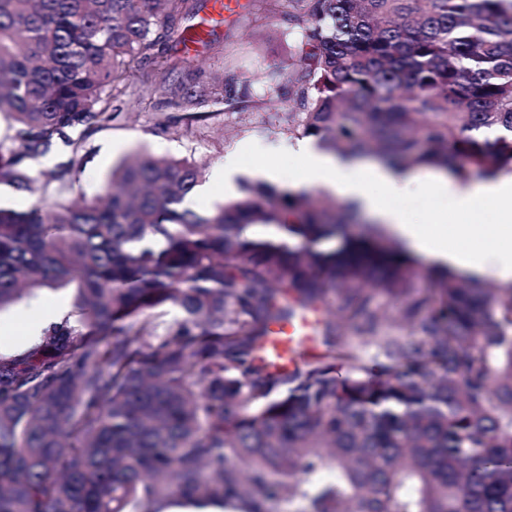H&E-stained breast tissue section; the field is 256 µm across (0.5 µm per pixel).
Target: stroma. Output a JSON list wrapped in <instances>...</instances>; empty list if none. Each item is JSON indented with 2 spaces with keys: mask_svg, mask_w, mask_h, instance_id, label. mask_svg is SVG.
Returning <instances> with one entry per match:
<instances>
[{
  "mask_svg": "<svg viewBox=\"0 0 512 512\" xmlns=\"http://www.w3.org/2000/svg\"><path fill=\"white\" fill-rule=\"evenodd\" d=\"M279 0H247L237 17L217 22L205 43L193 56L184 55L180 33L164 43L165 54L181 58V79L188 84L221 82L228 66H235L237 90L246 96L245 107L229 112L223 100L214 98L201 119L186 122L183 111L169 106L157 93L119 96L112 102L114 118L107 126L87 131L83 152L86 163L74 184L75 192L93 195L103 177L120 158L132 154L194 155L205 168L209 197L205 207L225 201L223 184L214 170L227 156L241 167H269L281 178L293 179L301 167L289 153L285 131L293 109L287 90H274L272 72L298 63L303 41L279 16ZM59 296L47 293L0 313V343L21 341L28 323L47 312Z\"/></svg>",
  "mask_w": 512,
  "mask_h": 512,
  "instance_id": "1",
  "label": "stroma"
}]
</instances>
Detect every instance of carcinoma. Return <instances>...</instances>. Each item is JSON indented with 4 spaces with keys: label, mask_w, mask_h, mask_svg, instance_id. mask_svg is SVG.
Instances as JSON below:
<instances>
[{
    "label": "carcinoma",
    "mask_w": 512,
    "mask_h": 512,
    "mask_svg": "<svg viewBox=\"0 0 512 512\" xmlns=\"http://www.w3.org/2000/svg\"><path fill=\"white\" fill-rule=\"evenodd\" d=\"M286 2L307 46L280 73L288 137L460 180L512 172V0ZM194 10L0 0V186L35 197L0 204V313L44 290L72 306L0 351V512H512V287L348 232L353 205L327 193L257 180L185 209L191 157L122 159L68 200L69 133L112 122L133 64L200 118L213 87L160 56ZM59 141L41 182L31 162ZM310 309L325 352L274 371L269 327ZM382 319L408 335H376Z\"/></svg>",
    "instance_id": "carcinoma-1"
}]
</instances>
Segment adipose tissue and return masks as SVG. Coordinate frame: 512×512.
<instances>
[{"label":"adipose tissue","instance_id":"1","mask_svg":"<svg viewBox=\"0 0 512 512\" xmlns=\"http://www.w3.org/2000/svg\"><path fill=\"white\" fill-rule=\"evenodd\" d=\"M293 152L302 163L301 176L291 183L293 189L318 187L358 204L368 220L382 224L413 253L431 262L478 279L512 283V175L465 183L439 170L420 175L364 158L343 161L307 142L297 143ZM413 187L447 199L450 209L458 213L498 202L495 221L476 227L457 225L450 238L428 233L387 203L389 196Z\"/></svg>","mask_w":512,"mask_h":512}]
</instances>
